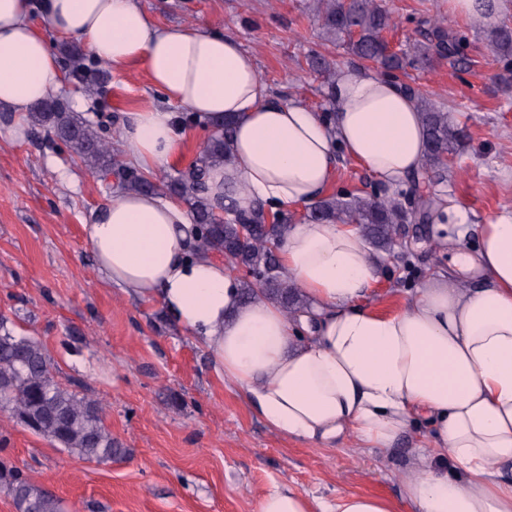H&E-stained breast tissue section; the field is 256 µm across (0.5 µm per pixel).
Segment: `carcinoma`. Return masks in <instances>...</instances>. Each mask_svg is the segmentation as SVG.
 <instances>
[{"label":"carcinoma","instance_id":"obj_1","mask_svg":"<svg viewBox=\"0 0 512 512\" xmlns=\"http://www.w3.org/2000/svg\"><path fill=\"white\" fill-rule=\"evenodd\" d=\"M315 17L323 30L342 42L351 55L376 63L393 78L408 66L429 65L435 57H454L459 64L466 60L461 38L442 30L436 31L430 47L417 46L411 54L392 51L383 37L392 19L378 0H317ZM490 43L504 66L511 65L512 27H492ZM308 65L332 84L336 70L325 59L311 56ZM405 89L416 99L426 128L423 168L441 177L448 154L455 150L462 132L425 94L408 85ZM28 120L33 127L61 141L86 166L102 174L115 173L126 188L184 200L194 214L198 249L224 255L231 269L243 268L252 277L244 287L246 299L268 297L288 315L304 306L298 287L280 274L274 254L288 229V217L283 213L270 217L256 207L221 221L208 197L205 169L229 159L231 123L224 121L214 128L200 158L180 177L153 181L121 163L112 149V136L106 125L81 118L57 100L48 99L33 106ZM416 218L430 221L431 199L414 191L391 194L387 190L322 197L308 207L306 214V220L311 222L355 224L366 239L388 253L397 245L400 225ZM6 322L0 316V404L11 406L16 419L33 433L83 460L105 463L122 455L120 443L112 439L105 424L102 403L60 383L55 364L43 346L29 337L12 334L4 327ZM7 492L18 512H63L62 502L54 492L20 474L11 476Z\"/></svg>","mask_w":512,"mask_h":512}]
</instances>
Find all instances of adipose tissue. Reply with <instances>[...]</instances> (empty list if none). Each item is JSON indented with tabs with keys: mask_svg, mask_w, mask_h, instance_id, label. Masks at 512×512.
Segmentation results:
<instances>
[{
	"mask_svg": "<svg viewBox=\"0 0 512 512\" xmlns=\"http://www.w3.org/2000/svg\"><path fill=\"white\" fill-rule=\"evenodd\" d=\"M49 27L81 40L99 61L145 70L158 103L119 130L143 175L176 162L195 132L232 119L230 162L207 171L211 199L274 212L314 202L350 157L379 181L419 171L425 131L416 101L396 79L342 69L333 118L275 99L257 61L231 35L157 27L139 0H42ZM30 0H0V105L26 112L60 85ZM187 205L115 190L95 213L89 245L100 272L125 293L157 301L209 351L225 380L285 439L392 448L425 422L428 445L410 452L404 500L344 493L321 501L273 485L255 512H512V207L475 229L476 250L451 243L461 271L428 275L401 310L367 303L378 264L351 224L292 225L278 250L284 277L308 301L286 316L274 301H243L228 264L198 251Z\"/></svg>",
	"mask_w": 512,
	"mask_h": 512,
	"instance_id": "obj_1",
	"label": "adipose tissue"
}]
</instances>
